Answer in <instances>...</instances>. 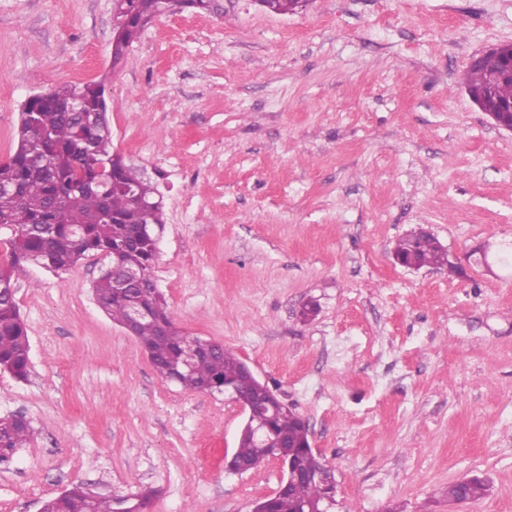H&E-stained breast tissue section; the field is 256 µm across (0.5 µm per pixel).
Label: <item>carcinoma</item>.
<instances>
[{
  "instance_id": "carcinoma-1",
  "label": "carcinoma",
  "mask_w": 512,
  "mask_h": 512,
  "mask_svg": "<svg viewBox=\"0 0 512 512\" xmlns=\"http://www.w3.org/2000/svg\"><path fill=\"white\" fill-rule=\"evenodd\" d=\"M112 61L120 62L144 28L143 20L183 12L207 13L212 0H114ZM264 8L286 14L299 7L298 0H257ZM487 69L472 64L466 87L470 95L481 96L487 88ZM17 145L0 161V368L24 380L30 367V343L14 295V277L28 265L48 271H65L81 259L101 254L109 259L94 283L98 307L112 321L124 325L133 303L155 288L153 268L159 257L154 236H142L144 225L165 226L163 209L156 206L157 187L122 156L112 152V129L108 118L104 83H64L26 105L16 128ZM83 189L75 191L74 181ZM394 253L422 267L448 268V254L440 242L414 231L397 240ZM134 267L142 272L141 282L132 288L117 287L120 271ZM153 316L141 320L136 338L146 351L158 375L165 381L200 391L215 383L234 386L236 396L245 400L270 387L253 383L245 362L224 346L194 358L190 370L179 361L192 349L194 337L176 327L165 298L152 299ZM271 444L258 443L253 435H240L235 461L251 469L281 455L295 465L288 474L287 492L255 504L254 512H303L312 505L324 506L325 489L307 477L320 460L308 449L309 424L291 408H281L269 421ZM34 436L30 423L22 418L0 419V466H8L17 450ZM490 485L481 476L465 477L448 485L444 496L450 503L485 497ZM153 491L91 498L75 485L60 496L45 501L43 512H122L137 503L146 507Z\"/></svg>"
}]
</instances>
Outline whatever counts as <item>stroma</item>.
<instances>
[{
	"label": "stroma",
	"mask_w": 512,
	"mask_h": 512,
	"mask_svg": "<svg viewBox=\"0 0 512 512\" xmlns=\"http://www.w3.org/2000/svg\"><path fill=\"white\" fill-rule=\"evenodd\" d=\"M113 6L0 0V160L26 99L89 69L114 150L163 196L153 278L178 329L308 421L335 512H512V133L464 82L512 42V0H218L146 25L117 64ZM419 226L461 275L395 262ZM104 264L18 277L31 369L0 370V418L34 438L0 468V512L75 484L252 512L277 463L226 470L244 414L161 379L94 300ZM475 473L488 496L441 499Z\"/></svg>",
	"instance_id": "35a3bbf8"
}]
</instances>
